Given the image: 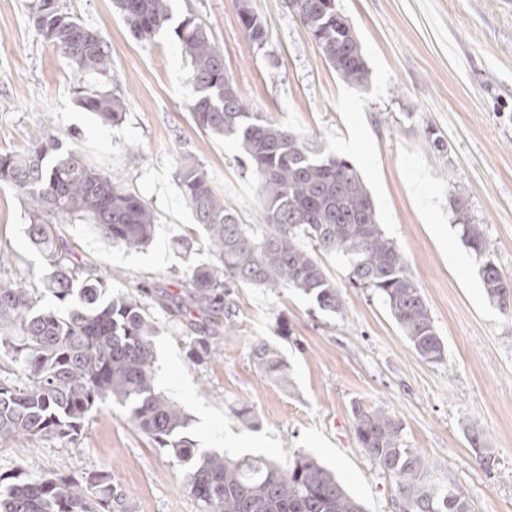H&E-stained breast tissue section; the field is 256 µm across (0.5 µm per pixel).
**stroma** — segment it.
Here are the masks:
<instances>
[{"mask_svg":"<svg viewBox=\"0 0 512 512\" xmlns=\"http://www.w3.org/2000/svg\"><path fill=\"white\" fill-rule=\"evenodd\" d=\"M31 0H0V152H22L48 136L79 145L86 163L147 201L151 244L125 250L71 221L58 235L109 277L140 292L159 328L155 387L183 407L186 436L201 451L281 463L311 455L336 472L367 512H398L394 481L359 447L354 405L379 408L403 426L407 447L429 461V479L473 512H512V310L488 299L480 263L465 246L449 186H464L493 260L512 276V6L506 0H336L370 69L366 87L342 82L286 0H248L265 42L250 47L236 0H171L172 19L140 40L113 0H59L111 48L121 120L103 124L80 107L68 61L36 39ZM212 30L224 66L252 111L318 142L356 168L385 233L419 282L446 359L419 358L380 297L354 287L344 261L322 266L341 292L339 314L295 291L251 286L225 299L229 312L202 320L178 307L184 272L207 260L203 235L175 180L179 158L194 159L242 223L263 212L243 152L202 132L188 109L190 65L174 34L187 16ZM138 153L140 162L130 160ZM22 196L0 190V277L46 274L30 244ZM464 257L454 265L452 256ZM214 338V360L193 361L191 337ZM290 367L281 388L252 360L256 342ZM250 411L249 422L237 416ZM492 457L480 464L468 427ZM105 471L126 495V512H206L165 449L131 426L121 405L94 409L76 443L0 441V475L78 476Z\"/></svg>","mask_w":512,"mask_h":512,"instance_id":"1","label":"stroma"}]
</instances>
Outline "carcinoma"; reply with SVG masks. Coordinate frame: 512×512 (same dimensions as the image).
<instances>
[{
	"instance_id": "cac0c4a2",
	"label": "carcinoma",
	"mask_w": 512,
	"mask_h": 512,
	"mask_svg": "<svg viewBox=\"0 0 512 512\" xmlns=\"http://www.w3.org/2000/svg\"><path fill=\"white\" fill-rule=\"evenodd\" d=\"M300 2L304 26L340 80L367 86L370 71L362 46L335 0ZM237 4L246 41L260 45L266 36L263 23L247 0ZM114 5L141 40L152 39L171 19L170 0H114ZM30 19L36 36L59 50L80 78L79 105L105 124L117 122L125 112L124 98L102 85L112 80L108 43L63 11L58 0H33ZM176 35L190 61L191 115L203 130L240 143L265 218L263 224L240 223L202 168L187 158L179 162L177 185L195 212L209 255L185 272L181 306L206 315L224 306L229 288L254 286L296 290L320 310L338 314L341 293L317 255L343 256L351 283L380 294L415 353L427 363L442 362L444 343L422 288L379 224L355 167L251 111L205 25L187 18ZM60 148L50 136L25 152L0 153V187L25 197L29 238L49 270L38 284L32 278H0V351L7 358L0 362V440L73 443L88 414L111 398L126 408L133 427L184 468L187 488L207 512H365L313 457L280 463L195 450L184 436L188 422L182 407L156 391V325L144 301L133 293L112 292L88 263L68 265L71 251H59L55 233L62 220H83L112 245L139 250L153 238L154 213L112 175L90 167L79 148L62 154ZM449 193L461 239L481 262L485 292L502 308L504 299L512 300V278L491 259L481 225L471 223L463 186L453 183ZM47 292L63 304L74 295L78 301L63 315L42 305ZM190 346L198 361L215 352L208 336L195 337ZM253 358L265 376L291 384L277 348L258 342ZM352 413L357 443L395 482L401 512H471L451 488L429 482L428 463L405 446L402 424L392 414L360 405ZM121 503L111 474L103 471L80 479L17 473L0 489V512H112Z\"/></svg>"
}]
</instances>
